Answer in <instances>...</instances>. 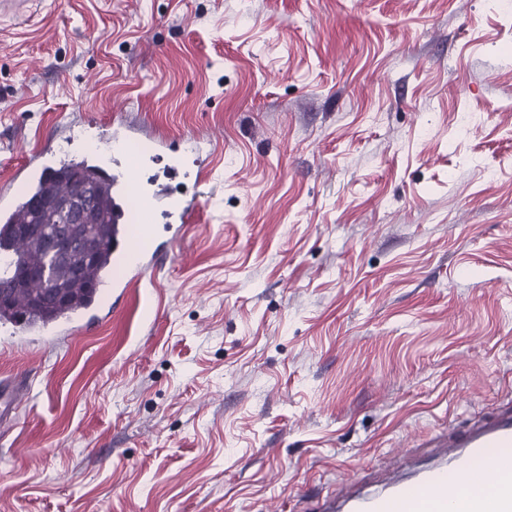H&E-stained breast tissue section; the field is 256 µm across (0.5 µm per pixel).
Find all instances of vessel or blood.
Returning a JSON list of instances; mask_svg holds the SVG:
<instances>
[{"instance_id":"obj_1","label":"vessel or blood","mask_w":512,"mask_h":512,"mask_svg":"<svg viewBox=\"0 0 512 512\" xmlns=\"http://www.w3.org/2000/svg\"><path fill=\"white\" fill-rule=\"evenodd\" d=\"M124 138L123 129L117 126L90 148L95 157L112 158V170L106 176L112 197V262L124 268L126 278L114 280L106 269L99 285L115 291L139 285L170 252L189 208L167 181L156 179L142 185L137 167L121 158ZM18 384L15 378L0 383L1 420L11 418L20 404ZM444 445L446 453L440 461L414 462L409 479L382 480L371 490L361 486L340 500L322 496L316 512H512V481L502 479L506 463L497 454L498 449L512 447L511 408L447 438ZM479 459L496 479L493 495L475 488L466 497H458L456 479L471 476Z\"/></svg>"}]
</instances>
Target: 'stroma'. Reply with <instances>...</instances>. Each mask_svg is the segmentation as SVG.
I'll return each mask as SVG.
<instances>
[{
  "label": "stroma",
  "instance_id": "1",
  "mask_svg": "<svg viewBox=\"0 0 512 512\" xmlns=\"http://www.w3.org/2000/svg\"><path fill=\"white\" fill-rule=\"evenodd\" d=\"M119 121L200 141L198 205L152 286L0 333V512H302L512 400V0L0 5V193ZM18 385H25L22 380L16 377L4 381L0 385V419L4 421L12 417L16 413L23 391L14 389Z\"/></svg>",
  "mask_w": 512,
  "mask_h": 512
}]
</instances>
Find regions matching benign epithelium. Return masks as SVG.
<instances>
[{
  "label": "benign epithelium",
  "instance_id": "7a95c632",
  "mask_svg": "<svg viewBox=\"0 0 512 512\" xmlns=\"http://www.w3.org/2000/svg\"><path fill=\"white\" fill-rule=\"evenodd\" d=\"M96 193L93 188L81 185L51 202L33 201L35 212L51 211L60 217L53 233L42 239L43 251L47 254L44 265L26 263L19 266V274L25 279L48 280L54 266L65 267L71 272L79 271L89 261L83 249L81 225L91 223L95 212Z\"/></svg>",
  "mask_w": 512,
  "mask_h": 512
}]
</instances>
